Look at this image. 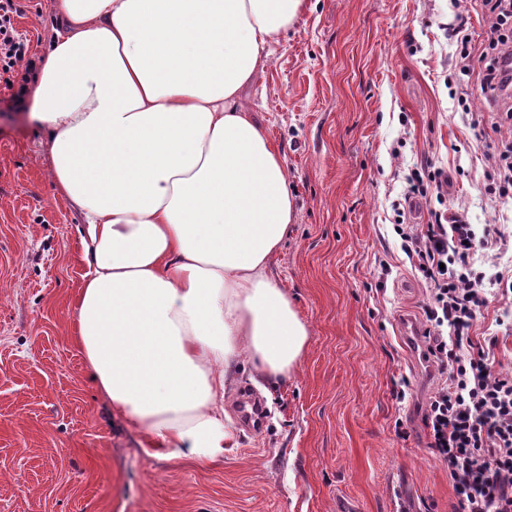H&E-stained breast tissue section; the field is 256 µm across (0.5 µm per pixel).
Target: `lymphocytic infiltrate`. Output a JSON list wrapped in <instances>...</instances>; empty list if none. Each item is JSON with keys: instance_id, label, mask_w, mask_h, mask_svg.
Returning a JSON list of instances; mask_svg holds the SVG:
<instances>
[{"instance_id": "lymphocytic-infiltrate-1", "label": "lymphocytic infiltrate", "mask_w": 512, "mask_h": 512, "mask_svg": "<svg viewBox=\"0 0 512 512\" xmlns=\"http://www.w3.org/2000/svg\"><path fill=\"white\" fill-rule=\"evenodd\" d=\"M490 35L474 51L465 26L453 27L456 66L463 77L457 102L468 107L479 88L496 124L512 123V0H483ZM15 0H0V84L21 100L34 80L37 60L14 26ZM401 248L429 283L424 308L428 351L443 386L424 413L429 446L448 468L455 512H512V375L493 374L489 353L471 337L488 304L486 276L469 258L497 245L496 231L476 234L458 211L431 212L416 228L395 216Z\"/></svg>"}]
</instances>
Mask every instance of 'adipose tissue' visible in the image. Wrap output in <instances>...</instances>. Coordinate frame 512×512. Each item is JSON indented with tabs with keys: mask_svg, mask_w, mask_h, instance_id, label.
Masks as SVG:
<instances>
[{
	"mask_svg": "<svg viewBox=\"0 0 512 512\" xmlns=\"http://www.w3.org/2000/svg\"><path fill=\"white\" fill-rule=\"evenodd\" d=\"M306 0H56L31 97L81 218L73 336L153 455L210 462L240 360L266 380L310 330L270 262L296 219L278 149L242 103Z\"/></svg>",
	"mask_w": 512,
	"mask_h": 512,
	"instance_id": "adipose-tissue-1",
	"label": "adipose tissue"
}]
</instances>
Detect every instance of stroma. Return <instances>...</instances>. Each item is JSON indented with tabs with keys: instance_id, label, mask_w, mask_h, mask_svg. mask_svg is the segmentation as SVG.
<instances>
[{
	"instance_id": "obj_1",
	"label": "stroma",
	"mask_w": 512,
	"mask_h": 512,
	"mask_svg": "<svg viewBox=\"0 0 512 512\" xmlns=\"http://www.w3.org/2000/svg\"><path fill=\"white\" fill-rule=\"evenodd\" d=\"M17 6V29L41 51L54 0ZM482 16L480 0H307L270 44L246 102L294 193L270 268L310 336L288 379L240 367L224 397L233 445L209 464L147 454L88 377L72 338L80 217L27 105L0 87V512H454L423 422L444 377L401 330L407 318L425 325L428 285L393 207L426 222L428 204L404 199L406 178L444 171L446 206L505 240L476 267L512 272V194L480 191L512 126L492 130L477 92L462 114L445 82L449 26L465 23L479 45ZM472 337L495 338L493 369L512 373L511 296L490 295ZM246 391L263 409L253 431L238 409Z\"/></svg>"
}]
</instances>
